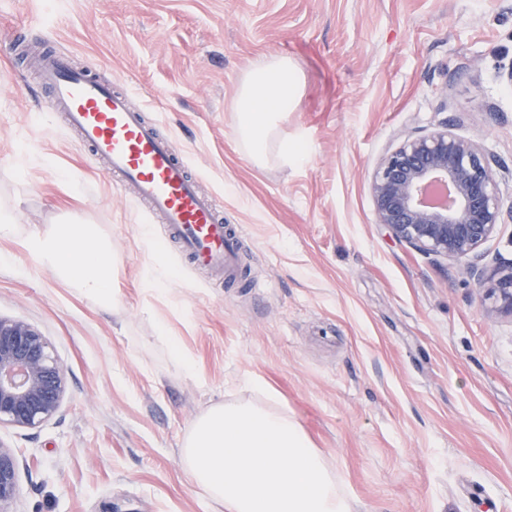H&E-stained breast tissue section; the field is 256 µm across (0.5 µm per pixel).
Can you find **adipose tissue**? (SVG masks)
<instances>
[{"mask_svg": "<svg viewBox=\"0 0 512 512\" xmlns=\"http://www.w3.org/2000/svg\"><path fill=\"white\" fill-rule=\"evenodd\" d=\"M300 89L297 69L285 57L272 58L256 67L241 82L235 99L236 134L256 162L266 161L271 143L276 146V158L281 164L302 160V140L278 135L281 122L295 107ZM27 248L36 264L103 308L118 306L119 299L112 290L116 256L97 226L57 224L47 232L31 235Z\"/></svg>", "mask_w": 512, "mask_h": 512, "instance_id": "obj_1", "label": "adipose tissue"}]
</instances>
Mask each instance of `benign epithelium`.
I'll return each instance as SVG.
<instances>
[{"mask_svg":"<svg viewBox=\"0 0 512 512\" xmlns=\"http://www.w3.org/2000/svg\"><path fill=\"white\" fill-rule=\"evenodd\" d=\"M375 223L429 256L465 265L492 300L512 315V267L487 277L483 246L504 221L497 174L474 140L442 127L405 137L377 163L370 178ZM66 392L63 366L33 325L0 317V424L30 429L59 410ZM19 458L0 443V512H14Z\"/></svg>","mask_w":512,"mask_h":512,"instance_id":"benign-epithelium-1","label":"benign epithelium"}]
</instances>
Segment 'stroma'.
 Masks as SVG:
<instances>
[{
	"mask_svg": "<svg viewBox=\"0 0 512 512\" xmlns=\"http://www.w3.org/2000/svg\"><path fill=\"white\" fill-rule=\"evenodd\" d=\"M17 29L131 90L240 227L246 279L197 270L98 173L15 63ZM269 55L302 84L280 134L303 135L305 158L288 166L256 164L236 134L240 83ZM511 69L512 0H0V208L20 219L0 238V316L38 328L67 378L54 417L0 426L16 512H224L181 448L210 407L250 399L248 375L287 402L352 512L512 508V317L487 313L462 264L376 224L369 190L384 154L444 122L511 198ZM24 148L49 165L20 166ZM67 220L111 240L118 310L33 263L27 236Z\"/></svg>",
	"mask_w": 512,
	"mask_h": 512,
	"instance_id": "obj_1",
	"label": "stroma"
}]
</instances>
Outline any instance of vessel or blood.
<instances>
[{"instance_id":"b4317fda","label":"vessel or blood","mask_w":512,"mask_h":512,"mask_svg":"<svg viewBox=\"0 0 512 512\" xmlns=\"http://www.w3.org/2000/svg\"><path fill=\"white\" fill-rule=\"evenodd\" d=\"M32 64L50 91V109L91 150L104 176L118 177L137 204L167 224L182 253L198 267L237 279L243 238L225 224L216 198L190 176L158 126L68 53L47 51Z\"/></svg>"}]
</instances>
